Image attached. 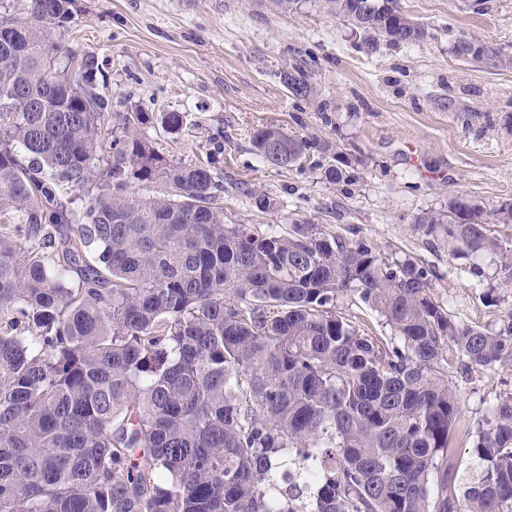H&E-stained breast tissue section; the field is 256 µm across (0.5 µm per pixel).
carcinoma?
I'll return each instance as SVG.
<instances>
[{"label":"carcinoma","mask_w":512,"mask_h":512,"mask_svg":"<svg viewBox=\"0 0 512 512\" xmlns=\"http://www.w3.org/2000/svg\"><path fill=\"white\" fill-rule=\"evenodd\" d=\"M0 0V512H512V392L460 471L445 365L512 361L456 319L433 271L317 224L224 221L211 161L165 157L141 111L112 113L94 53L62 56L75 0ZM368 55L430 31L399 0H323ZM455 52L478 61L483 45ZM280 77L313 93L299 70ZM269 164L318 148L276 125ZM419 219L455 259L498 258L512 290V204ZM352 289L392 336L336 315Z\"/></svg>","instance_id":"cac0c4a2"}]
</instances>
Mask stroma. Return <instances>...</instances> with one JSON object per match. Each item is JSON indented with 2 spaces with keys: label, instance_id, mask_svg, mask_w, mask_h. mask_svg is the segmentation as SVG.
<instances>
[{
  "label": "stroma",
  "instance_id": "1",
  "mask_svg": "<svg viewBox=\"0 0 512 512\" xmlns=\"http://www.w3.org/2000/svg\"><path fill=\"white\" fill-rule=\"evenodd\" d=\"M481 1L477 11L474 0H400L432 37L375 55L357 49L350 27L321 0H302L288 13L264 0H76L64 43L103 60L114 111L153 116L145 131L160 153L213 160L227 223L319 224L344 241L370 242L388 259L424 262L435 297L452 315L495 329L512 309V292L502 291L496 306L480 300L499 285L494 259H453L418 226L423 215L447 213L457 195L489 210L512 202V0ZM463 37L510 63L459 58ZM296 68L311 78L309 98L294 97L280 81V72ZM172 111L184 115L173 134L160 124ZM266 124L338 147L343 180L323 177L328 153L292 167L265 162L251 137ZM254 189L274 210L257 209ZM335 311L361 334L391 333L356 291L341 293ZM447 378L468 430L489 401L512 391V363L491 371L457 361Z\"/></svg>",
  "mask_w": 512,
  "mask_h": 512
}]
</instances>
